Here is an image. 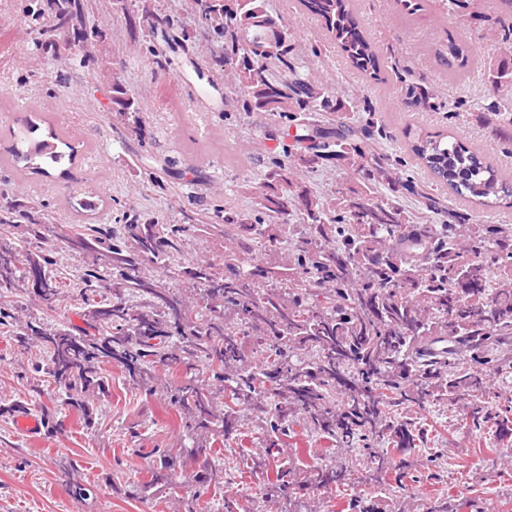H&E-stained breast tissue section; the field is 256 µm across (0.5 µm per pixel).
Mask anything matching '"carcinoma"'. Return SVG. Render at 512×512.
Segmentation results:
<instances>
[{
	"label": "carcinoma",
	"mask_w": 512,
	"mask_h": 512,
	"mask_svg": "<svg viewBox=\"0 0 512 512\" xmlns=\"http://www.w3.org/2000/svg\"><path fill=\"white\" fill-rule=\"evenodd\" d=\"M39 17L65 27L83 10L82 0H43ZM214 33L231 46L235 66L226 74L242 92L247 111L281 115L293 106L314 122L335 116L342 106L329 92L302 77L288 54V29L269 45L250 30L268 25L263 0H194ZM324 19L352 64L377 74L378 58L359 27L351 0H303ZM112 103L141 124L139 108L113 85ZM488 120L498 141L512 144V108L494 106ZM382 133L375 113L353 127L338 121L319 141L296 133L295 156L306 168L342 163L358 175L359 188L321 199L301 186L288 165L274 158L264 173L255 213L223 208L222 223L205 213L193 224H155L135 219L123 236L80 225L67 246L89 258L86 287L103 290L80 312L82 325L43 327L29 320L12 328L23 345L38 344L46 358L36 373L51 379L63 402L90 425L89 398L101 389L104 367L117 362L128 384L144 393L158 387L163 368L185 370L166 388L184 428L197 443L196 477L219 485L223 469L215 458L231 445L243 447L257 435L243 466L263 476L271 493L348 485L360 474L371 482L394 474V492L410 477L405 456L430 442L429 428L408 409L427 403L470 400L473 430L495 427L504 447L512 443V404L494 403L490 375L512 377V228L434 224L440 205L420 193L425 210L406 212L374 200V189L399 184L390 168L366 162L367 140ZM68 149L36 143L28 153L0 154V167L23 158L57 164L73 157L68 132L51 130ZM412 152L455 194L487 206L512 198L498 169L450 138H417ZM305 211V232L286 265L253 268L251 243L264 235L278 243L272 227L297 209ZM25 202L0 209V299L30 278L34 296L59 300L62 281L49 275L52 247L29 253L25 238L51 242L45 223ZM222 236L234 232L237 246L224 262L195 274L188 301L163 281L131 273L136 260L158 263L178 252L190 228ZM301 426L325 443V462L313 478L292 461H280L283 445ZM157 460L135 493L146 498L175 484L176 448L156 449ZM464 503L439 497L430 512H462Z\"/></svg>",
	"instance_id": "carcinoma-1"
}]
</instances>
